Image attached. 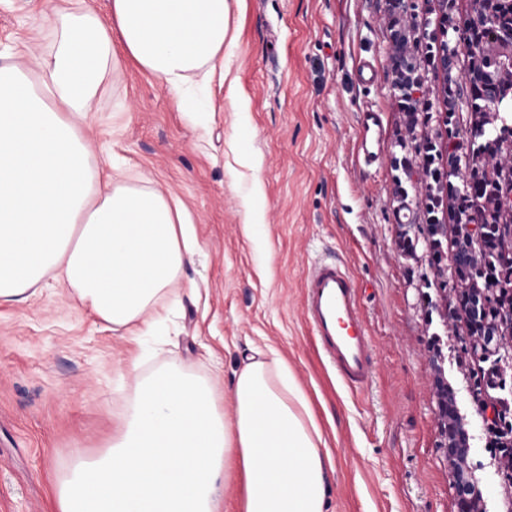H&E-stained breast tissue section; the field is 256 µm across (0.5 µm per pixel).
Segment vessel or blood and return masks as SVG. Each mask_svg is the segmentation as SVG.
Wrapping results in <instances>:
<instances>
[{
  "label": "vessel or blood",
  "mask_w": 512,
  "mask_h": 512,
  "mask_svg": "<svg viewBox=\"0 0 512 512\" xmlns=\"http://www.w3.org/2000/svg\"><path fill=\"white\" fill-rule=\"evenodd\" d=\"M385 150V115L365 106L358 113L357 160L370 168ZM310 331L337 379L349 390L365 386L374 374V345L357 283L347 266L330 256L310 267L303 294Z\"/></svg>",
  "instance_id": "vessel-or-blood-1"
}]
</instances>
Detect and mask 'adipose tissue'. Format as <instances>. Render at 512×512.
Instances as JSON below:
<instances>
[{"mask_svg":"<svg viewBox=\"0 0 512 512\" xmlns=\"http://www.w3.org/2000/svg\"><path fill=\"white\" fill-rule=\"evenodd\" d=\"M228 0H111L110 17L53 0L50 49L0 66V304L57 272L113 329L144 323L191 244L161 190L114 183L80 125L117 65L113 47L182 96L224 58ZM234 415L178 364L138 385L112 444L57 483L58 512H219L235 462L241 512H327L336 473L309 401L271 349L249 347L231 384Z\"/></svg>","mask_w":512,"mask_h":512,"instance_id":"1","label":"adipose tissue"}]
</instances>
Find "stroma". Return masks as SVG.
Instances as JSON below:
<instances>
[{"instance_id":"1","label":"stroma","mask_w":512,"mask_h":512,"mask_svg":"<svg viewBox=\"0 0 512 512\" xmlns=\"http://www.w3.org/2000/svg\"><path fill=\"white\" fill-rule=\"evenodd\" d=\"M44 0H0V65L29 42L49 50ZM386 0H245L231 7L224 63L198 92L205 112L181 111L154 76L122 60L87 113L95 163L115 179L158 188L189 218L193 255L152 314L154 335L132 336L91 315L46 276L39 294L0 307V512H57V478L105 449L138 384L178 362L210 381L225 417L248 345L288 363L327 432L337 464L329 512H456L438 447L432 347L473 436L486 512H506L502 477L441 322L417 237L424 208L396 193L398 110L382 22ZM378 67L371 87L356 64ZM239 111H232V103ZM386 114L385 153L362 170L356 114ZM337 255L363 290L375 375L360 391L327 366L304 319L303 283Z\"/></svg>"}]
</instances>
